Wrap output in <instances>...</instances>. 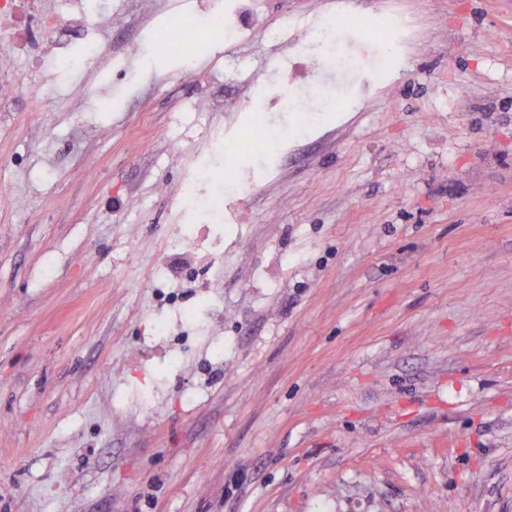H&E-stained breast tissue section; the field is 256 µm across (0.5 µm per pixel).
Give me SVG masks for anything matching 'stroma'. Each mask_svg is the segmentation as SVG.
<instances>
[{
    "instance_id": "1",
    "label": "stroma",
    "mask_w": 512,
    "mask_h": 512,
    "mask_svg": "<svg viewBox=\"0 0 512 512\" xmlns=\"http://www.w3.org/2000/svg\"><path fill=\"white\" fill-rule=\"evenodd\" d=\"M156 2L0 48L35 91L0 111V512H512V0H253L233 34ZM175 15L204 44L157 55ZM335 21L367 101L327 112L295 41ZM213 177L221 227L178 192ZM177 242L215 256L159 287Z\"/></svg>"
}]
</instances>
